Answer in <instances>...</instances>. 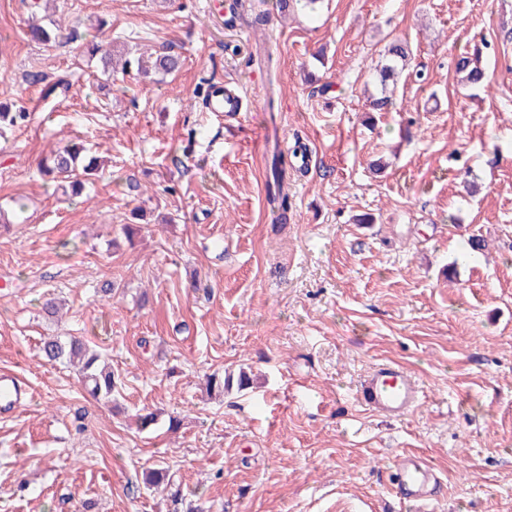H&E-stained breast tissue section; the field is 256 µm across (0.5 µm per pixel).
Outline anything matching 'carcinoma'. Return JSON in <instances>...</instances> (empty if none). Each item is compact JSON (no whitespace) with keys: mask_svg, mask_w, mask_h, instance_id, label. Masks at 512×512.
<instances>
[{"mask_svg":"<svg viewBox=\"0 0 512 512\" xmlns=\"http://www.w3.org/2000/svg\"><path fill=\"white\" fill-rule=\"evenodd\" d=\"M29 37L48 48L66 39L62 25L55 21L50 22L48 26L32 25L29 28ZM411 53L408 43L402 40L393 41L384 50L382 59L375 66L373 73L374 79L380 85L379 94L370 103L373 111L387 112L393 105L396 78L407 70ZM83 54L92 59L99 58L102 72L105 74L110 68L119 66L126 73L134 70L137 75L149 78L153 75H169L181 67V55L163 48L155 51L154 56L148 60L142 57L131 59L122 55L117 57L111 48L92 41L83 48ZM456 70L471 84L480 83L485 78V72L474 65L473 59L468 56H463L457 61ZM83 152L84 148L76 143H68L50 151L40 162V174L54 182L67 179L72 191L79 192L83 187L82 178L93 175L98 167L97 159L93 156L85 159ZM297 154L296 149L290 154L277 150L273 153L269 165L267 199L274 211L284 217L288 216L292 209L288 193V170L293 168V158ZM40 353L49 361L66 362L74 366L81 382L93 397L109 402L118 392L121 385L120 375L104 363L99 352L88 348L81 340L73 338L63 342L55 336H49L43 339ZM206 380L207 389L218 393L229 390L234 383L240 388L248 383V378L243 372L236 378L231 374L225 377L211 374ZM168 481L170 478L167 477V470L163 468H153L146 473L145 484L149 490H156Z\"/></svg>","mask_w":512,"mask_h":512,"instance_id":"cac0c4a2","label":"carcinoma"}]
</instances>
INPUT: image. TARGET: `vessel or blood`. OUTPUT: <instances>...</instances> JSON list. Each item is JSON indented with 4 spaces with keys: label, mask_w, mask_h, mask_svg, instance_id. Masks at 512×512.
<instances>
[{
    "label": "vessel or blood",
    "mask_w": 512,
    "mask_h": 512,
    "mask_svg": "<svg viewBox=\"0 0 512 512\" xmlns=\"http://www.w3.org/2000/svg\"><path fill=\"white\" fill-rule=\"evenodd\" d=\"M207 111L235 113L246 111L244 99L235 91L217 86L206 104ZM424 397L419 381L403 368L381 364L362 380L358 389L359 400L380 414L401 417L416 408ZM22 389L17 378L0 373V411L20 405ZM397 489L401 499L413 503H426L435 496L440 480L435 471L420 458L404 456L396 473Z\"/></svg>",
    "instance_id": "vessel-or-blood-1"
}]
</instances>
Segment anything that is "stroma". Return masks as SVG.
Here are the masks:
<instances>
[{
	"instance_id": "stroma-1",
	"label": "stroma",
	"mask_w": 512,
	"mask_h": 512,
	"mask_svg": "<svg viewBox=\"0 0 512 512\" xmlns=\"http://www.w3.org/2000/svg\"><path fill=\"white\" fill-rule=\"evenodd\" d=\"M224 2L56 0L77 38L46 48L26 35L32 0H0V103L31 114L0 127V370L33 390L0 418V512H170L143 485L159 465L207 512H512V0L286 16L247 0L269 16L257 28L221 20ZM91 39L171 46L182 65L160 83L106 77L80 51ZM395 39L426 79L374 112ZM477 45L485 80L467 87L456 61ZM33 71L67 91L42 99ZM220 82L248 111H205L197 89ZM267 126L314 155L290 174L285 225L256 145ZM76 139L107 159L78 197L39 173ZM472 237L485 246L468 262ZM46 336L95 347L123 378L114 402L42 359ZM381 363L423 386L411 413L358 401ZM241 368L248 389L208 396L206 375ZM406 454L439 476L432 501L397 497Z\"/></svg>"
}]
</instances>
